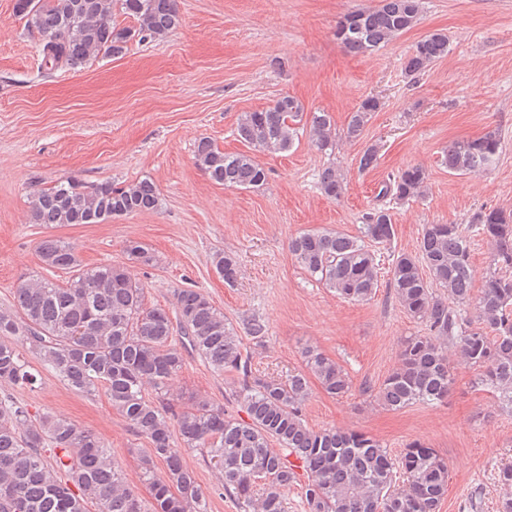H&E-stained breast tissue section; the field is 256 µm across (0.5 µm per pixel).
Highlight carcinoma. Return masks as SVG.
<instances>
[{"label": "carcinoma", "mask_w": 512, "mask_h": 512, "mask_svg": "<svg viewBox=\"0 0 512 512\" xmlns=\"http://www.w3.org/2000/svg\"><path fill=\"white\" fill-rule=\"evenodd\" d=\"M423 0H380L345 16L336 36L349 53L375 51L410 30ZM16 15L38 35L40 68L76 70L98 57L120 56L133 41L161 38L182 21L178 0H15ZM121 14L132 21L123 25ZM447 34L436 31L417 41L405 58L410 76L425 72L448 55ZM376 97L349 113L345 137L357 140L375 112ZM320 151L335 144L330 113H306L302 102L283 95L267 107L242 113L236 137L258 153H285L302 133ZM502 148L490 130L457 140L442 164L461 175L487 170ZM194 159L211 181L226 188L258 189L268 170L248 153H226L208 138L194 145ZM379 146H367L358 170L377 166ZM428 174L411 166L387 175L377 197L395 203L424 196ZM318 184L329 198L346 191V178L334 163L322 168ZM159 192L145 178L117 187L58 181L34 195L30 219L55 228L97 224L113 217L152 212ZM391 208L374 207L362 218L359 234L313 229L289 241L298 265L337 296L354 302L375 297L381 251L394 239ZM483 236L493 247V271L481 295L472 296L470 240ZM123 252L132 264L150 266L154 255L140 241L128 240ZM42 269L71 273L58 284L33 272L21 276L14 309L0 310V385L32 389L38 375L26 361L31 352L71 390L91 395L104 390L112 408L149 447L134 448L140 479L150 491L142 507L112 450L92 430L51 412L37 418L8 399L0 400V512H206V492L184 462L198 450L218 471L224 493L238 512H288V490L299 483L304 512H440L448 493V463L421 442L397 455L358 431L315 429L303 418L310 379L328 396L352 395L349 373L319 349L302 351L303 367L279 382L252 365V356L233 324L200 290L174 294L175 315L145 306V284L125 265L86 269L74 246L48 237L39 246ZM213 264L231 286L238 277L236 258L218 253ZM388 285L393 298L424 332L401 344L397 366L378 388L359 391L384 408L399 411L415 404L448 400L452 386L448 349L478 371V384L512 412V215L495 208L473 214L470 224H425L417 252L388 255ZM265 319L254 316L246 333L264 345ZM190 349L215 373L233 376V401L245 417L225 413L206 400L173 391L182 371V349ZM152 396L146 395L147 389ZM277 444L281 450L272 448ZM53 451L47 459L45 449ZM165 476L156 473L157 462Z\"/></svg>", "instance_id": "carcinoma-1"}]
</instances>
